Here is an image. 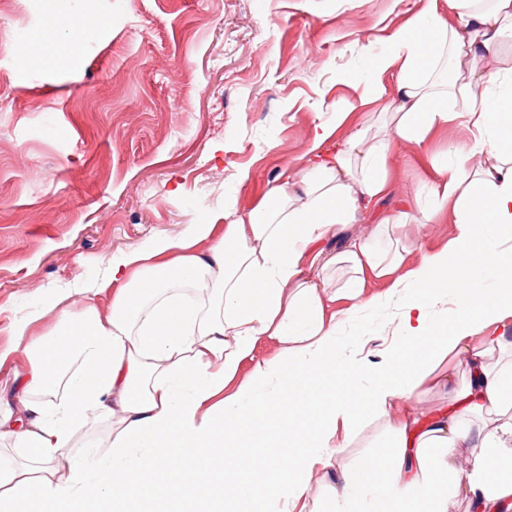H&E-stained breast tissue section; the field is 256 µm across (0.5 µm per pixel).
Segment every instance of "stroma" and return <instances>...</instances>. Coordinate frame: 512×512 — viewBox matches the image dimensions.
<instances>
[{"label":"stroma","mask_w":512,"mask_h":512,"mask_svg":"<svg viewBox=\"0 0 512 512\" xmlns=\"http://www.w3.org/2000/svg\"><path fill=\"white\" fill-rule=\"evenodd\" d=\"M426 0H75L88 43L49 26L50 0L0 10V349L10 325L50 302L80 315L82 289L152 235L175 237L232 203L253 209L297 178L315 124L332 103L349 125L382 123L386 97L361 106L350 77L384 51ZM49 49L31 55L26 37ZM467 140L457 123L425 148L393 139V202L412 199L430 159ZM249 178L239 182L238 171ZM399 342L378 318L341 336L340 357L378 365ZM341 468L390 454L383 419L362 424Z\"/></svg>","instance_id":"1"}]
</instances>
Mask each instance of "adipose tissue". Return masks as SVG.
<instances>
[{"label": "adipose tissue", "instance_id": "obj_1", "mask_svg": "<svg viewBox=\"0 0 512 512\" xmlns=\"http://www.w3.org/2000/svg\"><path fill=\"white\" fill-rule=\"evenodd\" d=\"M448 3L455 23L428 0L390 35L391 52L365 56L375 92L385 74L396 76L382 128L366 122L338 139L351 107L337 105L314 126L300 177L245 216L215 214L113 260L81 317L57 312L54 335L31 337L39 310L12 324L0 366L19 358L24 367L14 391L0 394V443L28 455L0 456V512H305L332 439L351 440L369 412L387 416L396 451L327 476L336 512L512 505V68L492 66L512 0ZM460 57L469 62L463 83L437 82V68ZM453 121L470 138L434 164L419 206L431 219L452 212L457 232L422 247L409 267L410 248L394 237L409 206L379 207L392 189L391 140L421 148ZM344 267L348 277L328 293V273ZM370 276L387 281L385 294L366 295ZM105 293L104 315L95 299ZM394 295L407 348L359 387L364 365L338 362L337 338ZM340 296L353 302L343 314L333 309ZM265 337L279 353L226 393ZM317 380L326 398L311 422L299 406ZM427 386L451 390L453 403L423 419L404 402ZM489 413L497 420L487 431ZM98 417L112 421L108 458L74 441ZM256 421L265 425L256 451L225 449ZM283 431L294 437L286 449ZM62 456L68 472L59 476L51 466ZM245 468L253 479L236 480Z\"/></svg>", "mask_w": 512, "mask_h": 512}]
</instances>
